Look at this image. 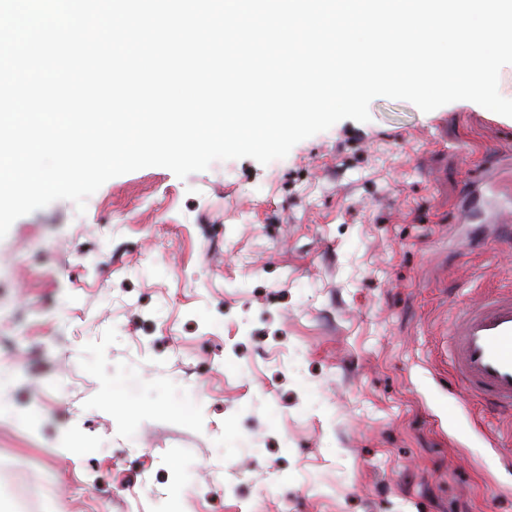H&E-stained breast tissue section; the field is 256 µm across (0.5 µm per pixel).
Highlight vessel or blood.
I'll list each match as a JSON object with an SVG mask.
<instances>
[{"label": "vessel or blood", "instance_id": "obj_1", "mask_svg": "<svg viewBox=\"0 0 512 512\" xmlns=\"http://www.w3.org/2000/svg\"><path fill=\"white\" fill-rule=\"evenodd\" d=\"M448 354L464 393L512 413V290L467 306L452 323Z\"/></svg>", "mask_w": 512, "mask_h": 512}]
</instances>
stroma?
Masks as SVG:
<instances>
[{"mask_svg": "<svg viewBox=\"0 0 512 512\" xmlns=\"http://www.w3.org/2000/svg\"><path fill=\"white\" fill-rule=\"evenodd\" d=\"M369 113L13 223L0 463L33 512H512V436L448 357L512 289V118Z\"/></svg>", "mask_w": 512, "mask_h": 512, "instance_id": "35a3bbf8", "label": "stroma"}]
</instances>
